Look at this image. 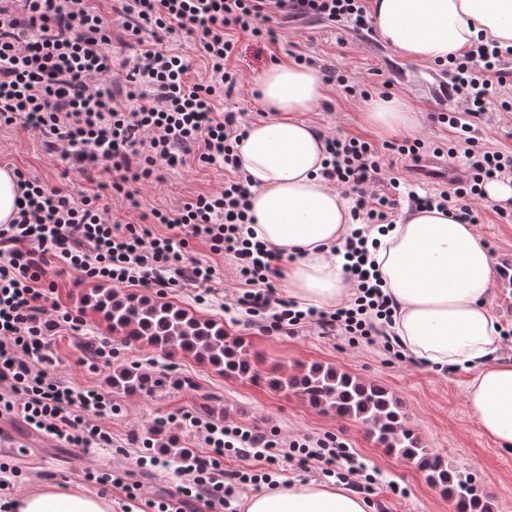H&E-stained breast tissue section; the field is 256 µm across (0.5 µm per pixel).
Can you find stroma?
Returning <instances> with one entry per match:
<instances>
[{
  "instance_id": "1",
  "label": "stroma",
  "mask_w": 512,
  "mask_h": 512,
  "mask_svg": "<svg viewBox=\"0 0 512 512\" xmlns=\"http://www.w3.org/2000/svg\"><path fill=\"white\" fill-rule=\"evenodd\" d=\"M277 44L261 45L240 37L234 63L238 76L229 107L253 120L261 103L255 97L254 76L272 60L286 59L288 53L301 54L318 62L335 65L350 78L364 82L370 94L403 98L415 112L419 127L416 137L437 141L446 139L447 128L432 119L445 108L439 95L444 80L441 66L405 61L379 37L371 39L334 23L311 20L304 23L275 19L270 23ZM477 133L489 148L512 149V111L501 108V101L512 98V90L502 89ZM365 99L346 93L330 83L326 98L315 111L304 113V120L323 134L357 137L384 148L391 138L364 119ZM7 165L38 176L51 188L74 195L100 193L113 222L139 223L143 210L178 205L199 192L216 191L224 185V172L195 163L165 170L160 180L139 185V207L112 197L106 186L109 172L97 169L83 175L68 161L48 154L37 133L18 125L0 126V165ZM463 157H429L424 170L412 161L397 160L393 174L407 189L425 193L446 180L463 176ZM480 222L475 230L487 244L497 276L490 290L492 312L501 325L512 324V218L496 213L493 203L477 204ZM192 256L210 261L219 276L211 287L189 283L173 288L126 286L116 292L153 301H170L192 313L223 323L229 335L243 339L247 357L258 371V380L224 375L207 360L178 350L168 352L113 333L102 313L93 309L89 297L97 290L94 282H84L77 271L58 276L56 301L61 310L81 312L85 323L74 331L63 326L50 338L47 369L58 380L76 388H93L112 399L114 411L103 426L112 435V444L83 450L65 441L29 428L20 418L0 416V464L8 467L1 478L7 480L0 500L7 502L50 482L62 487L102 490L112 501V512H140L138 503H127L122 490L98 487L94 474L111 472L127 484H137L146 497H160L183 484L173 465L140 467V457L161 455L163 437H171L179 447L197 450L198 442L182 425H170L163 436H155L156 420L172 415L204 414L213 408L216 422L246 428L256 427L277 434L278 438L300 440L333 437L347 444L349 451L364 465L368 474L360 490L370 504L369 512H454L453 505L431 485L424 472L398 455L376 444L369 428L361 422L342 418L335 412L312 406L290 390L276 388L275 380L301 374L313 364L331 366L362 382L387 389L400 404L404 425L422 446L438 455L449 470L470 478L478 494L485 497L490 512H512V448L504 449L483 434L466 405L467 371L456 367L434 369L412 356L402 358L384 350L382 344L354 341L346 336H324L310 324L301 325L291 336L262 330L259 318L251 316L235 300L243 292L230 259L210 254L204 244L190 241ZM108 343L110 357L97 368L85 363L87 345ZM137 363L154 382L142 393L127 394L113 389L108 378L119 365Z\"/></svg>"
}]
</instances>
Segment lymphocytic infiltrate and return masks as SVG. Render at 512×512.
Masks as SVG:
<instances>
[{"label": "lymphocytic infiltrate", "mask_w": 512, "mask_h": 512, "mask_svg": "<svg viewBox=\"0 0 512 512\" xmlns=\"http://www.w3.org/2000/svg\"><path fill=\"white\" fill-rule=\"evenodd\" d=\"M104 22L90 0H0V124H18L41 135L48 147L80 171L100 168L112 175L114 196L135 201L136 185L151 182L158 169L188 161L224 169L222 189L194 195L174 208H150L137 224L112 223L98 196H72L20 175L17 218L0 225V414L14 415L31 428L75 448L107 447L112 436L102 424L111 399L49 377V325L43 322L55 281L48 268L77 270L82 280L167 288L175 279L205 285L216 268L188 254L189 239L211 254L232 258L246 290L239 305L260 317L269 330L288 333L310 322L322 332L366 341L381 340L386 351L398 344L390 334L394 303L376 282L368 259L364 224H391L401 199L415 208L437 207L475 224L474 201L483 185L512 180V151L478 147L475 121L488 110L489 93L512 85V46L478 41L448 64V112L438 122L450 132L449 155L463 154L467 181L425 195L402 196L391 177L392 162L368 141L329 136L324 180L352 203L360 227L344 245V272L354 295L332 311L300 310L276 296L280 251L255 240L249 226L251 185L235 146L248 123L221 108L238 77L230 62L237 33L273 40L263 22L326 19L349 23L370 34L372 18L364 0H118ZM134 38L136 52L112 50V31ZM192 52L180 51L181 43ZM206 75L191 80L195 62ZM199 453L181 460L186 483L177 494L143 501L148 512H183L193 492L210 503L228 505L233 483L272 479L279 459L316 464L327 476L357 484L364 468L336 439L278 441L260 431L199 420ZM262 462L259 470L225 472V452Z\"/></svg>", "instance_id": "obj_1"}]
</instances>
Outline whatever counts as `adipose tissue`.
<instances>
[{
  "label": "adipose tissue",
  "mask_w": 512,
  "mask_h": 512,
  "mask_svg": "<svg viewBox=\"0 0 512 512\" xmlns=\"http://www.w3.org/2000/svg\"><path fill=\"white\" fill-rule=\"evenodd\" d=\"M378 33L415 63L444 64L477 37L512 45V0H373ZM273 117L251 123L237 146L252 186L256 239L293 259L282 271L285 291L302 308L333 309L349 300L336 247L351 224L350 202L321 177L322 136L307 123L326 97L312 70L269 65L255 78ZM366 118L389 134L410 131L413 117L398 99H377ZM376 267L397 311L392 329L425 363L470 372L466 402L483 433L512 447V362L500 358L501 328L488 304L493 259L472 225L437 209H418L377 236ZM244 512H368L359 494L328 483L295 482L243 496ZM15 512H112L109 498L43 484L19 497Z\"/></svg>",
  "instance_id": "1"
}]
</instances>
